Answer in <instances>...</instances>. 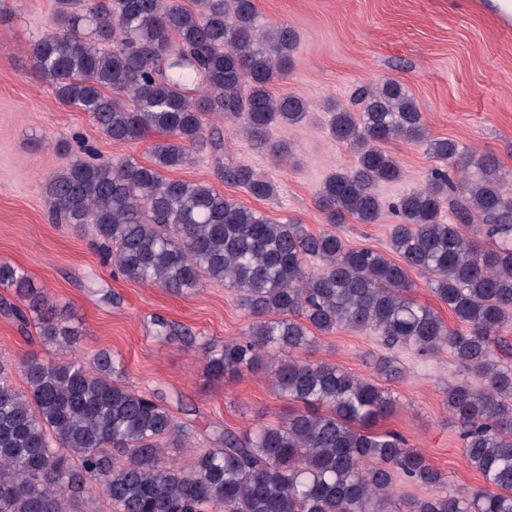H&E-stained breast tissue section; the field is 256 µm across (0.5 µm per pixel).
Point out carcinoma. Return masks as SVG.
<instances>
[{"label": "carcinoma", "mask_w": 512, "mask_h": 512, "mask_svg": "<svg viewBox=\"0 0 512 512\" xmlns=\"http://www.w3.org/2000/svg\"><path fill=\"white\" fill-rule=\"evenodd\" d=\"M295 31L258 23L255 0H55L52 30L31 48L37 75L65 104L89 114L114 141L163 136L150 166L71 161L45 182L51 214L93 224L107 258L125 278L179 292L202 277L237 292L253 318L245 337L217 348L201 339L208 374L217 379L257 369L262 355L316 342L312 330L370 331L387 345L426 354L448 347L481 379L448 383V411L459 424L467 463L483 485L442 491L440 471L392 430L370 425L391 414V392L329 362L274 364V389L304 409L277 425L225 430L186 468L170 447L189 429L159 400L122 382L107 350L85 362L19 363L28 390L7 382L0 363V512H92L102 494L114 512H512V365L494 360L511 349L498 332L512 322V194L496 160L452 139H432L406 87L386 79L361 98L362 109L330 107L328 128L356 162L316 191L327 224H374L377 187L402 178L383 149L403 138L426 144L443 167L395 205L390 252L350 248L331 230L277 224L216 189L164 175L189 164L215 117L234 118L251 145L278 161L288 148L269 142L278 124L306 118L308 102L275 95L274 78L290 64ZM224 180L259 199L274 182L246 165ZM468 197L455 222L444 217L448 189ZM493 240L486 247L480 241ZM461 326L450 328L411 295L409 272ZM4 303L44 344L72 347L71 313L21 267L0 261ZM376 372L401 369L390 357ZM402 478L436 493L406 498Z\"/></svg>", "instance_id": "obj_1"}]
</instances>
